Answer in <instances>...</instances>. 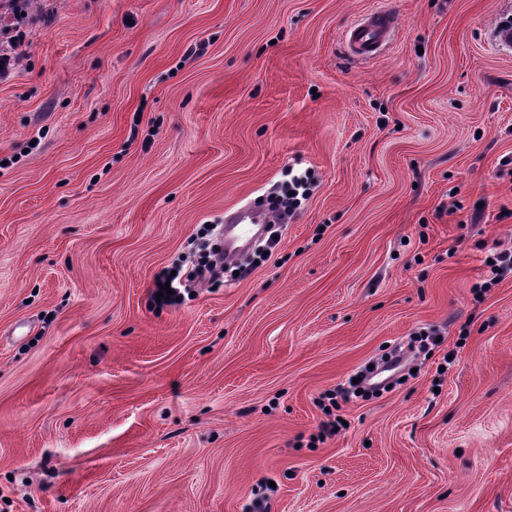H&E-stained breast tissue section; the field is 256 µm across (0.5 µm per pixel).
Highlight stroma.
Returning a JSON list of instances; mask_svg holds the SVG:
<instances>
[{
  "label": "stroma",
  "mask_w": 512,
  "mask_h": 512,
  "mask_svg": "<svg viewBox=\"0 0 512 512\" xmlns=\"http://www.w3.org/2000/svg\"><path fill=\"white\" fill-rule=\"evenodd\" d=\"M46 6L0 80V512H512V0ZM296 176L246 276L156 306ZM391 21L385 10H379L352 25L345 35L349 53L358 58L373 55L388 41L392 28ZM178 279V285L183 286L185 282L195 281L196 275L193 270H189L184 274H181V270L179 269L176 272V275H172L171 270H162L158 272L155 276V288L153 289V299L158 306H175L179 305L183 301L181 289L174 285L175 281ZM170 281V289H172V294H167V289L164 287V284ZM159 291L163 292V297H161L160 302H157L156 295Z\"/></svg>",
  "instance_id": "stroma-1"
}]
</instances>
